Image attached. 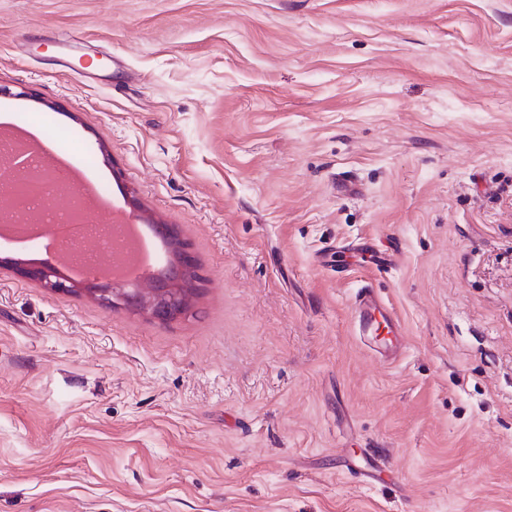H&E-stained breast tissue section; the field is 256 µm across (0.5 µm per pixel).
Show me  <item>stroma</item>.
<instances>
[{"instance_id": "1", "label": "stroma", "mask_w": 512, "mask_h": 512, "mask_svg": "<svg viewBox=\"0 0 512 512\" xmlns=\"http://www.w3.org/2000/svg\"><path fill=\"white\" fill-rule=\"evenodd\" d=\"M29 125L200 282L107 310L0 238V512H512V0H0ZM12 265L22 278L37 282L51 292H75L80 286L78 281L61 277L49 262L31 263L17 260ZM354 320L361 336L392 343L399 336L401 323L393 311L382 303L371 288H365L356 297L354 303Z\"/></svg>"}]
</instances>
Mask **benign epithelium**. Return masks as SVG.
Instances as JSON below:
<instances>
[{
  "mask_svg": "<svg viewBox=\"0 0 512 512\" xmlns=\"http://www.w3.org/2000/svg\"><path fill=\"white\" fill-rule=\"evenodd\" d=\"M156 228L162 236L175 239V260L169 262L149 288H130L125 280L109 279L105 284L90 289L92 297L105 309L123 306L162 321L188 311L189 302L182 285L194 273L195 261L186 250V244L178 239L170 225L158 224ZM13 267L22 278L37 282L51 292H74L80 286L78 281L61 277L57 269L48 262L31 263L19 260L13 263Z\"/></svg>",
  "mask_w": 512,
  "mask_h": 512,
  "instance_id": "1",
  "label": "benign epithelium"
}]
</instances>
